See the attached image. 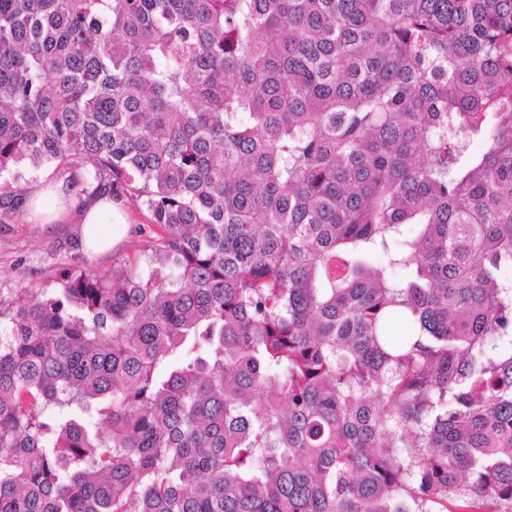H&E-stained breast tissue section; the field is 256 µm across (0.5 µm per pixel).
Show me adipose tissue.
<instances>
[{
	"instance_id": "ef3b65f1",
	"label": "adipose tissue",
	"mask_w": 512,
	"mask_h": 512,
	"mask_svg": "<svg viewBox=\"0 0 512 512\" xmlns=\"http://www.w3.org/2000/svg\"><path fill=\"white\" fill-rule=\"evenodd\" d=\"M30 209L46 224H77L87 250L103 254L124 237L126 224L122 201L104 195L84 206H77L59 181L31 193Z\"/></svg>"
}]
</instances>
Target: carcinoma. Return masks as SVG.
I'll use <instances>...</instances> for the list:
<instances>
[{
  "instance_id": "1",
  "label": "carcinoma",
  "mask_w": 512,
  "mask_h": 512,
  "mask_svg": "<svg viewBox=\"0 0 512 512\" xmlns=\"http://www.w3.org/2000/svg\"><path fill=\"white\" fill-rule=\"evenodd\" d=\"M50 166L152 236L0 296V512H512V0H0Z\"/></svg>"
}]
</instances>
